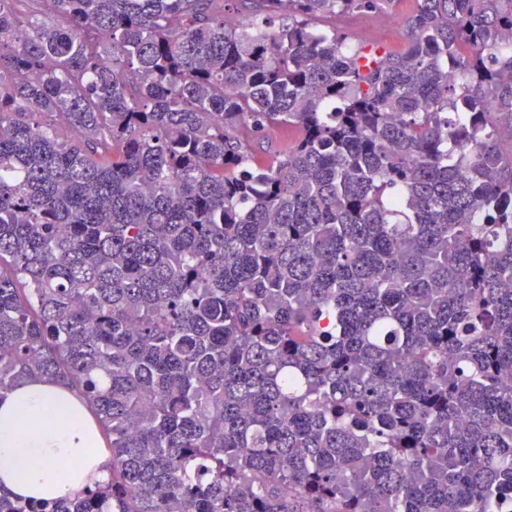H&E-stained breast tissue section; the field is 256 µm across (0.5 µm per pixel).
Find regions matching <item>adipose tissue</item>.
I'll return each instance as SVG.
<instances>
[{"label": "adipose tissue", "instance_id": "ef3b65f1", "mask_svg": "<svg viewBox=\"0 0 512 512\" xmlns=\"http://www.w3.org/2000/svg\"><path fill=\"white\" fill-rule=\"evenodd\" d=\"M84 404L65 387L30 378L0 394V491L52 500L104 481L107 450Z\"/></svg>", "mask_w": 512, "mask_h": 512}]
</instances>
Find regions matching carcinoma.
<instances>
[{
    "mask_svg": "<svg viewBox=\"0 0 512 512\" xmlns=\"http://www.w3.org/2000/svg\"><path fill=\"white\" fill-rule=\"evenodd\" d=\"M226 2L0 0V393L112 452L0 512H512V0ZM415 8V0H393L386 10L344 13L337 15L330 25L347 38L351 47L364 42L397 52L403 49L406 23Z\"/></svg>",
    "mask_w": 512,
    "mask_h": 512,
    "instance_id": "cac0c4a2",
    "label": "carcinoma"
}]
</instances>
